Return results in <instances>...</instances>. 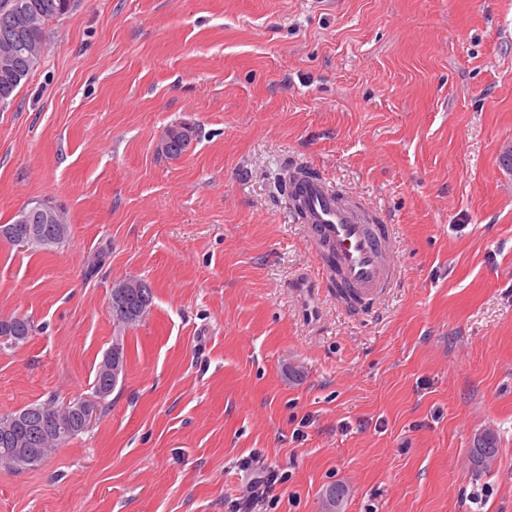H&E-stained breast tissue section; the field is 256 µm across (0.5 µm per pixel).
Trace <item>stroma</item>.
<instances>
[{"label":"stroma","mask_w":512,"mask_h":512,"mask_svg":"<svg viewBox=\"0 0 512 512\" xmlns=\"http://www.w3.org/2000/svg\"><path fill=\"white\" fill-rule=\"evenodd\" d=\"M49 28L0 107V225L49 201L71 234L0 239V315L34 322L0 348V415L92 398L116 336L128 364L88 431L0 468V512H225L251 454L288 474L261 512H321L333 483L343 512H512V0H76ZM294 162L392 225L371 310L295 298ZM130 277L154 299L122 332ZM197 139V128L192 123H181L166 129L157 145L158 155L167 159L180 158Z\"/></svg>","instance_id":"stroma-1"}]
</instances>
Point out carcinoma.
Returning a JSON list of instances; mask_svg holds the SVG:
<instances>
[{
  "mask_svg": "<svg viewBox=\"0 0 512 512\" xmlns=\"http://www.w3.org/2000/svg\"><path fill=\"white\" fill-rule=\"evenodd\" d=\"M75 0H0V103H7L21 83L38 66L47 45V25L67 14ZM197 139V128L181 123L166 129L157 145V153L167 159H178ZM38 218L55 217L44 234L33 233L34 224H2L0 237L34 251L51 249L65 243L70 235V224L65 213L54 204L36 205ZM153 297L145 302H133L128 309L117 311L114 318L118 327L132 328L149 313ZM33 322L23 314L0 317V346L16 347L32 335ZM118 354L121 367H126L124 343L115 342L97 364L93 382L94 397L105 404L112 394V354ZM83 398L69 400V405L51 396L16 412L0 415V466L13 471H27L38 467L48 456L67 440L83 433L74 423L75 410ZM36 411V423L45 428L40 447L41 458L32 460L18 452L20 448L33 447V428L25 422L24 414ZM348 496V489L334 483L328 486L322 498V512H340Z\"/></svg>",
  "mask_w": 512,
  "mask_h": 512,
  "instance_id": "obj_1",
  "label": "carcinoma"
}]
</instances>
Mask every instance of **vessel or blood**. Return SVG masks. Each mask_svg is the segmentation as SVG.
<instances>
[{
	"mask_svg": "<svg viewBox=\"0 0 512 512\" xmlns=\"http://www.w3.org/2000/svg\"><path fill=\"white\" fill-rule=\"evenodd\" d=\"M298 216L310 236L314 267L298 284L302 296L321 282L346 310L372 308L396 282L395 239L390 225L361 203L339 200L320 179H300Z\"/></svg>",
	"mask_w": 512,
	"mask_h": 512,
	"instance_id": "b4317fda",
	"label": "vessel or blood"
}]
</instances>
